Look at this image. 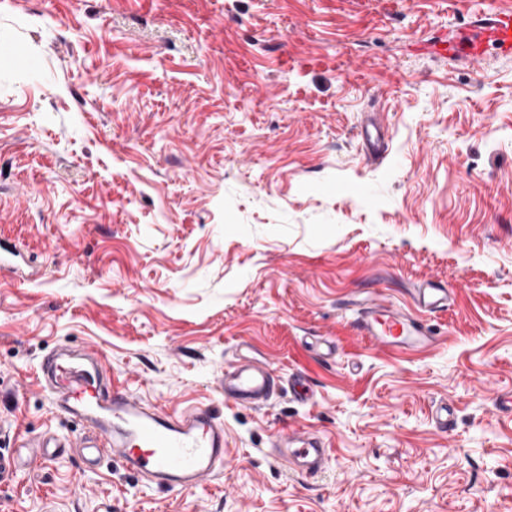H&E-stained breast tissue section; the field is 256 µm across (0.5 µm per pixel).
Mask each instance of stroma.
<instances>
[{
    "label": "stroma",
    "instance_id": "1",
    "mask_svg": "<svg viewBox=\"0 0 512 512\" xmlns=\"http://www.w3.org/2000/svg\"><path fill=\"white\" fill-rule=\"evenodd\" d=\"M512 0H0V512H512V49L461 51ZM381 113L388 151L359 136ZM448 288L429 351L362 341L364 298ZM92 345L112 381L224 419L222 474L147 488L66 438L40 359ZM283 390L233 404L224 369ZM455 407L442 432L438 406ZM320 434L327 469L272 457ZM0 272L14 278L33 281L42 275L41 267H37L27 258L24 250L14 245H0ZM276 391L272 370L264 359L238 361L224 370V395L235 403L262 408ZM62 446L54 440L45 436L28 437L23 441L22 448H28L31 462L37 460H49L55 454L52 448H61Z\"/></svg>",
    "mask_w": 512,
    "mask_h": 512
}]
</instances>
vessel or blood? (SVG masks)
Instances as JSON below:
<instances>
[{
    "mask_svg": "<svg viewBox=\"0 0 512 512\" xmlns=\"http://www.w3.org/2000/svg\"><path fill=\"white\" fill-rule=\"evenodd\" d=\"M512 48V11L500 12L470 45L473 59H481L484 44ZM368 155L386 148L384 129L369 123L363 132ZM0 273L28 281L39 279L42 270L17 245H0ZM449 293L440 282L428 281L413 292L419 309L412 316L376 300L365 301L356 319L361 338L385 349L408 354L437 343L425 314L447 309ZM41 385L63 413L80 417L85 433L68 438L69 447L84 446L94 435L97 454H112L156 486L182 490L196 488L227 464L224 455V422L208 409L167 413L145 402L128 389L109 383L99 351L75 355L60 352L43 357L39 364ZM276 393L273 373L266 360L235 362L224 372V394L238 404L267 406ZM31 460H48L56 443L43 437L23 442ZM274 457L284 466H297L300 474L314 477L326 466L329 450L319 438L301 439L294 431L278 433L272 443Z\"/></svg>",
    "mask_w": 512,
    "mask_h": 512,
    "instance_id": "obj_1",
    "label": "vessel or blood"
}]
</instances>
